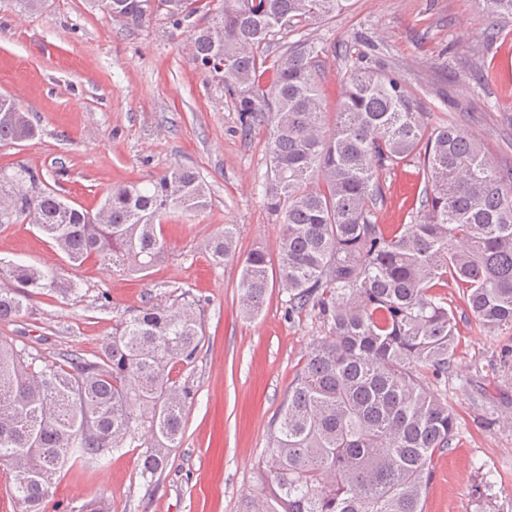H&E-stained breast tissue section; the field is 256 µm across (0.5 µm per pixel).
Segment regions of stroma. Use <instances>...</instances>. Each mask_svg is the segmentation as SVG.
Masks as SVG:
<instances>
[{
	"mask_svg": "<svg viewBox=\"0 0 512 512\" xmlns=\"http://www.w3.org/2000/svg\"><path fill=\"white\" fill-rule=\"evenodd\" d=\"M303 37L324 48L325 112H335L351 62L392 70L429 126L461 119L496 161L512 163V32L484 41L476 0H351L331 20L272 36L266 53L277 57ZM481 68L491 77L479 84L472 73ZM0 94L16 96L40 129L35 140L0 147V168L27 163L74 206L96 210L112 185L177 165L195 168L210 194L203 212L164 221L167 256L147 276L113 275L89 262L69 272L80 295L34 296L33 315L0 322V339L54 359L97 352L116 320L178 290L204 310L198 358L178 375L195 397L166 468L145 484L134 448L102 467L70 468L47 512H76L96 495L112 512H240L259 490L256 474L288 387L323 333L314 317H289L287 295L276 288L258 318L244 319L239 261L212 265L202 248L233 224L241 252L261 246L276 254L280 225L263 197L265 131L242 134L223 86L191 63L187 29L162 13L127 28L101 0H47L33 15L0 4ZM385 186L378 223H409L422 173L396 167ZM0 257L61 263L29 224L0 229ZM457 336L447 379L429 382L455 408L457 436L431 462L423 509L512 512V330L489 338L465 318Z\"/></svg>",
	"mask_w": 512,
	"mask_h": 512,
	"instance_id": "stroma-1",
	"label": "stroma"
}]
</instances>
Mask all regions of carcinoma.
I'll use <instances>...</instances> for the list:
<instances>
[{
    "mask_svg": "<svg viewBox=\"0 0 512 512\" xmlns=\"http://www.w3.org/2000/svg\"><path fill=\"white\" fill-rule=\"evenodd\" d=\"M191 29L193 65L234 100L242 130L268 135L267 208L280 217L279 264L270 277L258 246L240 260V312L257 317L269 289L288 294V316L308 313L325 335L288 387L271 426L260 491L241 512H422L434 455L452 447L457 415L423 383L448 378L457 314L486 336L512 330V164L492 159L455 120L431 128L393 73L357 63L347 71L335 122L327 126L318 82L320 50L302 39L272 63L269 38L295 23H322L350 0H221L206 21L199 0H159ZM512 22V0H480ZM141 27L151 0H103ZM38 136L29 112L0 96V144ZM414 163L425 188L409 224L375 221L383 171ZM209 206L199 172L174 167L117 184L94 213L67 202L42 172L0 168V227L30 224L68 265L142 274L160 263L159 221ZM236 227L209 238L211 262L236 256ZM0 322L29 313L35 295L64 298L78 283L56 267L0 259ZM456 288L465 310L448 304ZM199 301L182 293L112 326L100 350L49 360L0 341V464L14 469L19 512H45L61 473L101 465L140 448L147 483L179 447L193 391L174 378L194 366L204 337Z\"/></svg>",
    "mask_w": 512,
    "mask_h": 512,
    "instance_id": "carcinoma-1",
    "label": "carcinoma"
}]
</instances>
